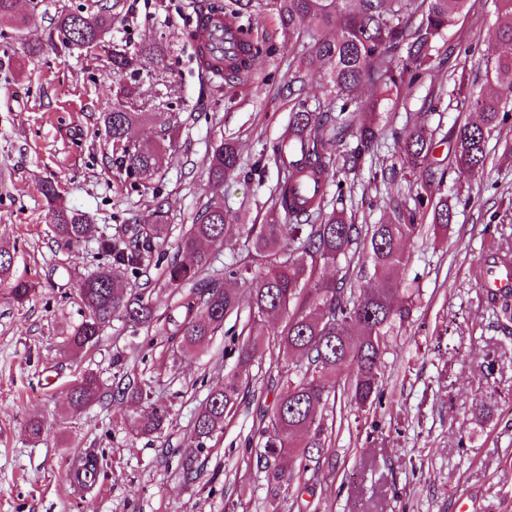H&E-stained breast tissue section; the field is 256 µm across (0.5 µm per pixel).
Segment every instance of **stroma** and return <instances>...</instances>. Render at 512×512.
Returning <instances> with one entry per match:
<instances>
[{
  "instance_id": "stroma-1",
  "label": "stroma",
  "mask_w": 512,
  "mask_h": 512,
  "mask_svg": "<svg viewBox=\"0 0 512 512\" xmlns=\"http://www.w3.org/2000/svg\"><path fill=\"white\" fill-rule=\"evenodd\" d=\"M111 2L19 0L21 25L0 29V247L11 252L14 275L36 285L20 304L0 294V512H266L271 491L250 451L262 441L261 412L274 402L266 383L279 350L271 338L284 321L267 323L250 367L236 366L243 323L232 317L208 346L185 356L169 338L183 319L180 295L162 271L174 259L190 263L178 249L182 234L208 201L223 202L229 230L206 250L216 273L246 269V278L227 285L248 309V279L263 269L252 228L268 222L278 185L271 146L298 107L336 113L341 103L311 73L289 92L314 39L307 28L283 29L271 0H251L242 20L272 50L236 82L206 75L196 60L189 34L210 0H121L108 42L163 50L132 72L113 73L106 50L62 47L57 15L93 14ZM496 31L495 0H469L433 42L430 70L385 101L374 159L327 187L328 208L366 229L387 223L394 205H412L423 191L447 195L454 217L441 236L431 209L421 210L418 233L403 244L408 261L399 278L415 293L414 310L386 341L382 404L365 414L340 399L326 410L332 456L303 495L308 512H512V328L498 323L482 279L486 259L512 252V114L487 143L481 177L449 167L446 143L477 119L457 100L484 88L487 63L512 49ZM31 45L40 53H28ZM450 73L463 76V85L447 81ZM125 84L137 90L136 111L149 115L137 138L168 136L174 144L147 181L118 169L99 132L114 89ZM417 122L434 135L444 182L399 161L397 135ZM228 139L238 144L239 167L216 184L209 168ZM47 181L98 235L163 224L153 261L125 278L128 288L147 289L150 327L116 319L88 352L67 348L84 315L77 290L110 259L96 238L71 246L57 238L41 194ZM88 372L98 375L104 396L73 411L69 391ZM233 373L253 395L202 450L195 479L185 481L180 453L193 441L196 415ZM131 382L166 410L158 433L134 429L140 405L112 400ZM32 420L41 423L40 435L28 432ZM85 456L97 459L100 474L78 492L71 463Z\"/></svg>"
}]
</instances>
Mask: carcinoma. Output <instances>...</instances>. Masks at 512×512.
<instances>
[{
	"mask_svg": "<svg viewBox=\"0 0 512 512\" xmlns=\"http://www.w3.org/2000/svg\"><path fill=\"white\" fill-rule=\"evenodd\" d=\"M468 0H422L423 8L408 14L411 0H275L280 24L295 30L311 20L321 31L314 52L305 64L313 73L327 77L336 97L348 98L362 82L379 85L386 92L400 90L403 73L393 69L390 54L398 49L406 53V70L411 78L430 66L431 43L452 26L463 12ZM500 38L512 42V0H497ZM16 0H0V25L17 26ZM101 8L96 15L69 12L60 16L56 29L65 48L90 49L104 40L112 26L110 8ZM417 20H412V16ZM239 52L230 58L224 75L238 78L247 62L267 50L266 42L255 38L245 27L238 30ZM143 54L161 55L157 46L144 45L131 54L112 46V70L121 74L134 69ZM487 81L512 92V54L500 55L486 70ZM119 106L102 115L101 128L112 147L121 150L120 168L129 176L147 180L155 172L161 147L141 142L135 130L147 117L146 112H133L127 104L136 98V89L123 86ZM462 108L480 114L478 123L463 125L448 139V154L458 171L471 177L484 171L487 139L504 122L506 101L495 91L469 95L461 101ZM379 102L359 112L334 119L330 123L314 112L301 109L293 113L288 127L273 146L280 168L277 193L273 203L275 215H284L288 223L261 224L255 230L254 248L267 259L260 274L251 279L250 313L246 324L248 334L236 349L237 363L246 366L253 360L254 337L265 335L267 319L284 317L286 324L277 336V346L284 356V365L277 370L281 388L262 428L263 447L255 450L256 464L263 469L267 483L273 486L268 502L269 512H282L281 501H298L309 471L320 469L329 460L332 435L318 410L333 397L343 396L358 410L368 412L381 402L383 375L381 358L387 346L384 338L403 329L412 316L413 298L401 287L398 270L407 263L400 247L404 239L416 235L417 209L394 207L393 220L376 224L364 234L348 222L341 212H325V195L295 196L293 183L311 181L327 184L341 171L360 167L365 156L374 153L378 136L376 123ZM355 130L357 145L337 165L321 151V141L332 136L341 142ZM402 164L417 169L429 163L434 139L424 124L415 123L400 136ZM239 151L227 141L215 151L210 178L217 182L237 170ZM51 222L59 240L66 244L87 237L90 225L82 214L63 206L56 186L48 182L42 187ZM433 207V222L448 229L452 212L448 199L441 198ZM228 229L224 208L211 203L194 218L181 240L184 251L196 254L192 265L170 261L163 271L167 283L176 290L196 282L209 269V257L199 245L224 240ZM161 225L134 228L127 238H107L102 249L112 263L88 276L80 285L77 299L85 309L84 318L71 330L68 344L74 351L97 344L101 332L113 319L132 325L148 326L154 319L145 292H127L123 277L136 275L150 262L156 250ZM346 261L344 273L333 281L313 280L316 265ZM366 283L354 287L353 272ZM13 256L0 250V288L16 302L28 299L33 285L13 275ZM490 303L496 315L512 321V295H492ZM181 308L185 318L174 332L182 351L193 354L209 343L224 325V320L239 309L235 290L226 288L218 278H210L209 286L191 288L182 295ZM362 334L356 338L354 328ZM101 384L93 373L77 380L70 392V405L82 410L101 398ZM123 397L145 405L136 419L137 429L145 435L159 431L166 411L156 406L150 392L140 385L128 384ZM244 398L242 383L235 375L224 379V386L212 391L205 407L196 416L194 445L182 450L185 480H192L199 453L207 442L221 432L224 421L236 411ZM72 479L93 485L98 476V462L93 457L78 459L71 469Z\"/></svg>",
	"mask_w": 512,
	"mask_h": 512,
	"instance_id": "obj_1",
	"label": "carcinoma"
}]
</instances>
